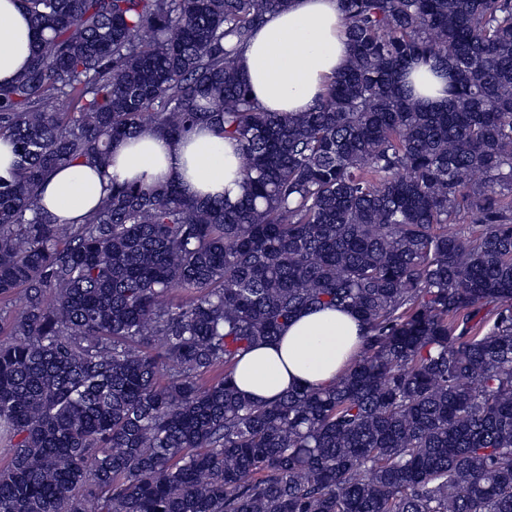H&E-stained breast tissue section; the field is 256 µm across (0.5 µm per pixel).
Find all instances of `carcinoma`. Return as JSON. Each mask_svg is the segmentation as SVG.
I'll return each instance as SVG.
<instances>
[{
  "label": "carcinoma",
  "mask_w": 512,
  "mask_h": 512,
  "mask_svg": "<svg viewBox=\"0 0 512 512\" xmlns=\"http://www.w3.org/2000/svg\"><path fill=\"white\" fill-rule=\"evenodd\" d=\"M21 4L0 512H512V0H341L349 61L305 112L238 64L290 0ZM201 122L240 144L236 201L114 180L78 224L42 208L57 167ZM313 306L359 316L351 367L242 395L239 358ZM452 72L429 63L418 67L414 74L415 97L426 104H440L448 99V80Z\"/></svg>",
  "instance_id": "1"
}]
</instances>
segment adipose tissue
<instances>
[{"label":"adipose tissue","instance_id":"1","mask_svg":"<svg viewBox=\"0 0 512 512\" xmlns=\"http://www.w3.org/2000/svg\"><path fill=\"white\" fill-rule=\"evenodd\" d=\"M33 41L20 0H0V83L24 69ZM348 54L340 0H292L288 9L266 15L244 47L241 64L264 111L302 112L344 68ZM450 76V70L430 64L418 67L413 74L416 98L429 105L443 103ZM113 179L151 184L172 180L186 196L197 199H234L242 193L236 142L197 124L176 141L146 127L114 142L112 164L105 170L83 163L56 168L42 186V204L59 220L79 222L98 206ZM362 334V323L350 310L302 311L276 341L239 359L235 386L256 402L299 386H329L348 367Z\"/></svg>","mask_w":512,"mask_h":512}]
</instances>
